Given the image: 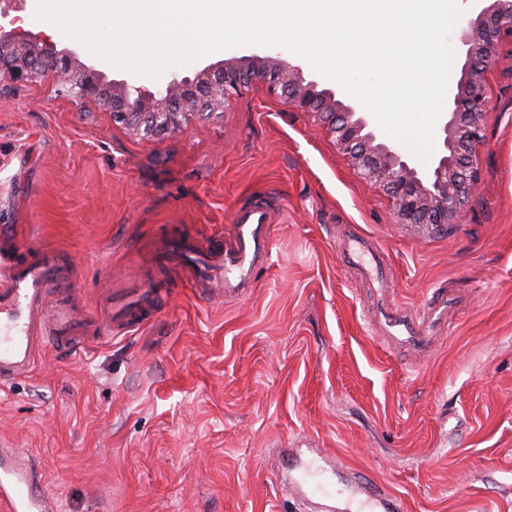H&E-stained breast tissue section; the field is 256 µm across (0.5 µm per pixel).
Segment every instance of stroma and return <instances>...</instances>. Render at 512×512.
I'll use <instances>...</instances> for the list:
<instances>
[{
	"label": "stroma",
	"instance_id": "35a3bbf8",
	"mask_svg": "<svg viewBox=\"0 0 512 512\" xmlns=\"http://www.w3.org/2000/svg\"><path fill=\"white\" fill-rule=\"evenodd\" d=\"M479 188L445 231L396 223L325 125L265 84L144 139L99 102L0 77V236L74 264L94 317L139 280L164 232L278 215L246 296L178 282L156 317L73 358L54 345L0 386V442L35 458L58 512H301L295 462L357 468L407 512H512V42L489 75ZM382 245L399 302L469 295L429 358L370 334L372 298L336 251Z\"/></svg>",
	"mask_w": 512,
	"mask_h": 512
}]
</instances>
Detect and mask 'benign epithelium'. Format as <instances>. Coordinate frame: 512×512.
I'll return each instance as SVG.
<instances>
[{"label":"benign epithelium","instance_id":"benign-epithelium-1","mask_svg":"<svg viewBox=\"0 0 512 512\" xmlns=\"http://www.w3.org/2000/svg\"><path fill=\"white\" fill-rule=\"evenodd\" d=\"M483 2L476 16L459 22L462 62L448 87L439 150L426 164L383 139L361 104L270 51L210 63L191 75L172 72L149 88L135 76L115 79L109 67L84 62L78 45L25 28L26 0H0V74L16 83L50 81L75 101H100L114 123L146 138L172 134L190 116L222 113L248 85L263 82L290 111L327 125L352 166L389 197L396 223L440 230L458 222L476 191L477 148L491 107L488 73L500 44L512 39V0Z\"/></svg>","mask_w":512,"mask_h":512}]
</instances>
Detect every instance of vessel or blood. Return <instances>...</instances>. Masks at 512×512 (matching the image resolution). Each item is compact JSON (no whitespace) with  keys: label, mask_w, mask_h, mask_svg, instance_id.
Masks as SVG:
<instances>
[{"label":"vessel or blood","mask_w":512,"mask_h":512,"mask_svg":"<svg viewBox=\"0 0 512 512\" xmlns=\"http://www.w3.org/2000/svg\"><path fill=\"white\" fill-rule=\"evenodd\" d=\"M272 215L265 205L239 210L231 234L194 233L162 241L147 284L116 288L105 302V319L83 314L75 295V273L56 251L45 249L21 260L0 251V385L29 376L46 345L63 353L85 351L101 330L127 335L149 322L165 299L172 275L183 274L206 298L223 300L246 293L257 269L269 259ZM353 260L374 290L376 324L372 331L385 344L425 357L448 335V313L466 303L465 293L432 288L422 313L389 298L383 251L370 240L351 236L337 245ZM36 468L21 463L0 471V512H54L47 491L37 490ZM404 512L402 499L386 493L365 474L341 494L335 512Z\"/></svg>","instance_id":"b4317fda"}]
</instances>
